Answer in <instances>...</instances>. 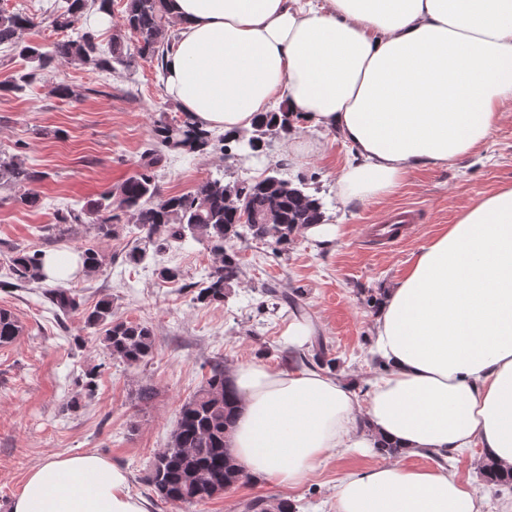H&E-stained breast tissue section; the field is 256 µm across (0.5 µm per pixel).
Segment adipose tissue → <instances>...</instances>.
Here are the masks:
<instances>
[{
  "label": "adipose tissue",
  "instance_id": "obj_1",
  "mask_svg": "<svg viewBox=\"0 0 512 512\" xmlns=\"http://www.w3.org/2000/svg\"><path fill=\"white\" fill-rule=\"evenodd\" d=\"M171 14L166 93L200 127L230 133L286 102L289 157H323L312 127L348 147L345 203L473 154L512 102V0H173ZM372 336L383 368L361 396L308 365L229 370L236 462L296 488L330 457L386 442L433 463L377 460L344 474L334 512H479L447 461L477 446L512 471V185L420 246L385 288ZM128 481L95 453L52 457L12 512H148Z\"/></svg>",
  "mask_w": 512,
  "mask_h": 512
}]
</instances>
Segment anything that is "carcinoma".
Segmentation results:
<instances>
[{
	"label": "carcinoma",
	"instance_id": "cac0c4a2",
	"mask_svg": "<svg viewBox=\"0 0 512 512\" xmlns=\"http://www.w3.org/2000/svg\"><path fill=\"white\" fill-rule=\"evenodd\" d=\"M50 21L37 20L26 12L0 9V47L6 46L32 64V70L0 82V89L20 90L37 78V72L58 64L91 65L114 72L128 69L135 57L147 58L163 69L165 56L173 47L170 39L171 19L166 0H126L119 21H113L112 0H63ZM95 11L99 21L119 29L111 45L104 49L97 31L91 27L76 35H68L49 46L33 44L24 39L26 31L48 23L56 31H67L81 17ZM129 32L134 45L126 44L122 33ZM288 108L261 114L246 134L224 136L223 150L231 147L261 159L262 143L288 134ZM160 145L147 149L142 157L141 171L117 188L102 192L80 209H70L58 218L59 236L71 224H88L101 240L110 241L118 234V224H130L138 231L134 245L125 253L124 262L138 266L163 249L181 247L193 240L204 245L215 256V262L204 274L196 296L200 302H222L226 291L243 275L235 249L236 243L248 239L272 241L286 250L296 237L311 224L325 222L324 203L303 187L281 177L266 176L254 182H224L209 178L194 191L182 195L163 192L156 181L155 169L171 154L200 153L213 141V133L195 126L186 118L175 125L156 129ZM40 178L18 157L0 158V185L18 189L14 201L28 207L37 203L36 195L27 185ZM80 260L88 274L106 271L112 258L97 249H86ZM10 270L17 280L40 286L45 283L43 254L15 249L9 259ZM262 293L272 301L273 309L302 316L297 296H288L276 286H263ZM45 299L57 310L67 312L76 307L71 289L58 284L44 289ZM90 328L104 329L102 341L115 359L129 367L148 363L156 351L153 330L141 323L127 321L116 315L112 301L101 300L85 314ZM19 325L5 309H0V346L13 343ZM311 356L320 367L332 365L328 349L320 339L311 343ZM235 395L226 388L224 362L210 365L200 388L184 400L178 410L168 447L158 453L150 464L145 481L164 501L187 507L204 503L246 479L237 467L228 443L235 414ZM481 474L496 486L512 487V473H500L493 461H486ZM245 512H297L292 501L277 496L256 497L244 505Z\"/></svg>",
	"mask_w": 512,
	"mask_h": 512
}]
</instances>
